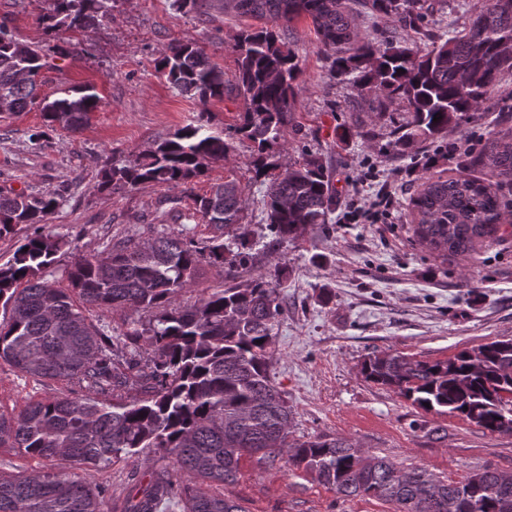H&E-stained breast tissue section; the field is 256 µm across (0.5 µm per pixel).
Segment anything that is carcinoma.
I'll return each mask as SVG.
<instances>
[{
    "mask_svg": "<svg viewBox=\"0 0 512 512\" xmlns=\"http://www.w3.org/2000/svg\"><path fill=\"white\" fill-rule=\"evenodd\" d=\"M114 0H51L40 18L48 32L87 34L111 16ZM177 10L200 14L209 0H173ZM224 9L266 20L243 30L234 45L232 75L192 44L170 43L158 71L180 93L201 102L231 92L245 109L234 135L252 143L251 166L264 178V226L278 243L294 241L310 226L328 223L336 195L319 156L304 153L283 165L273 146L287 134L294 108L299 61L286 45L295 20L305 17L329 60L331 78L347 83L350 103L370 97L383 111L395 99L406 109L401 123L380 135L403 151L418 140L448 136V128L475 113L501 76L512 73V0H484L461 31L446 35L421 25V0H224ZM395 16L417 28L428 46L392 39L381 44L358 33L362 17ZM55 48L21 42L0 26V102L12 113L35 107L48 127L77 131L98 108L90 86L61 98L39 97L43 72ZM438 121H433L434 117ZM232 144L208 126L204 114L155 143L136 160L101 171L99 188L112 191L152 183L184 188L210 235L162 233L146 241L106 245L105 255L80 258L67 271V287L45 278L60 241L43 231L59 205L52 191L33 195L0 191V238L32 229L0 264V361L37 381L82 391L79 397L47 395L17 414L0 411V448H18L43 460L107 468L139 461L153 448L174 462L177 481L160 472L133 488L121 512H246L236 500L208 494L202 485H230L241 461H282L343 497H370L394 512H456L455 499L469 479L433 485L423 470H405L386 456L365 453L351 439H290L294 412L270 370L275 329L283 314L277 281L243 279L259 241L244 223L243 188L236 179L198 194L193 185ZM489 167L487 178H429L411 199L413 232L429 250L446 256L471 252L496 236L505 206L501 189L512 185V137L492 138L470 157ZM224 268V288L203 290L193 303L178 296L198 285L202 265ZM93 308L147 312L143 328L112 335L93 320ZM263 343H258V340ZM144 349L151 351L140 359ZM463 349L445 360H413L373 352L360 372L436 415L458 416L491 434H512V339ZM482 482L477 512H512V486L501 471H475ZM106 490L68 470H39L18 479L0 476V512H108Z\"/></svg>",
    "mask_w": 512,
    "mask_h": 512,
    "instance_id": "obj_1",
    "label": "carcinoma"
}]
</instances>
